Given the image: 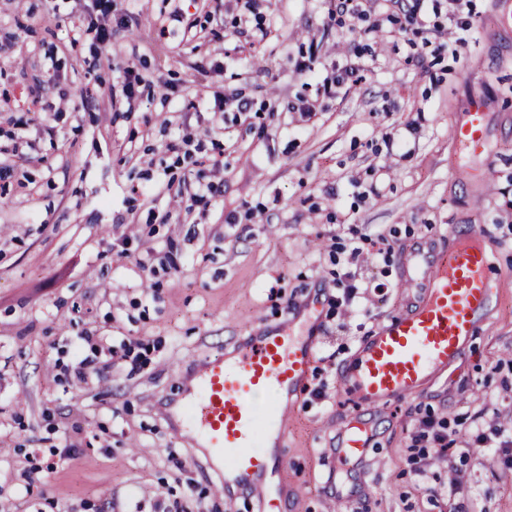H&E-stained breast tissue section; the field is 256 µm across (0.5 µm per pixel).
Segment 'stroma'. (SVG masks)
<instances>
[{"label":"stroma","mask_w":512,"mask_h":512,"mask_svg":"<svg viewBox=\"0 0 512 512\" xmlns=\"http://www.w3.org/2000/svg\"><path fill=\"white\" fill-rule=\"evenodd\" d=\"M360 6L367 19L330 0H0V512H258L220 492L159 408L249 329L303 334L291 302L317 332L281 512H444L427 490L446 466L410 472L416 408L512 423V0ZM407 9L424 26L402 30ZM130 67L144 78L131 98ZM475 99L488 179L450 135ZM209 184L221 195L192 202ZM467 224L497 264L492 311L455 367L376 412L367 453L337 465L355 405L341 370L414 306L404 257L444 253ZM355 231L371 242L354 260L339 245ZM85 358L99 375L84 384ZM462 475L475 512H512L497 463Z\"/></svg>","instance_id":"obj_1"}]
</instances>
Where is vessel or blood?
<instances>
[{
    "label": "vessel or blood",
    "mask_w": 512,
    "mask_h": 512,
    "mask_svg": "<svg viewBox=\"0 0 512 512\" xmlns=\"http://www.w3.org/2000/svg\"><path fill=\"white\" fill-rule=\"evenodd\" d=\"M486 117L485 103L477 100L453 124L451 136L461 149L483 150ZM412 286L416 305L381 322L345 373L361 410L418 395L429 380L462 359L495 295L492 255L483 234L471 224L441 257L415 252ZM312 358L311 338L293 336L281 326L264 328L234 352L196 364L167 409L210 467L225 469V486L251 484L263 512H279L283 435ZM267 393L275 402L261 417L251 399ZM367 433L362 420L347 426L337 443V464L365 454Z\"/></svg>",
    "instance_id": "1"
}]
</instances>
